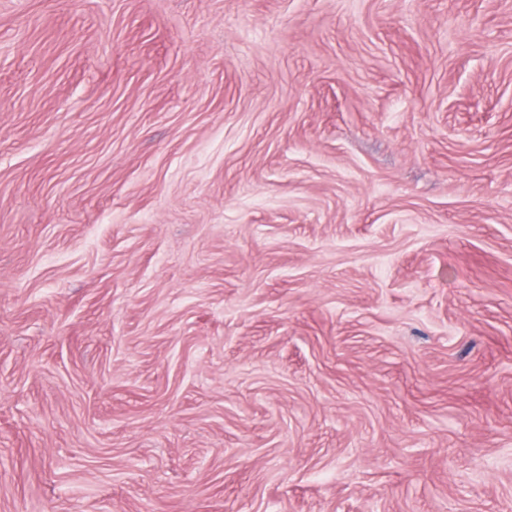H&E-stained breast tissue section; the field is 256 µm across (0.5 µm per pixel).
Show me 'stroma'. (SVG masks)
I'll list each match as a JSON object with an SVG mask.
<instances>
[{
    "mask_svg": "<svg viewBox=\"0 0 512 512\" xmlns=\"http://www.w3.org/2000/svg\"><path fill=\"white\" fill-rule=\"evenodd\" d=\"M0 512H512V0H0Z\"/></svg>",
    "mask_w": 512,
    "mask_h": 512,
    "instance_id": "35a3bbf8",
    "label": "stroma"
}]
</instances>
